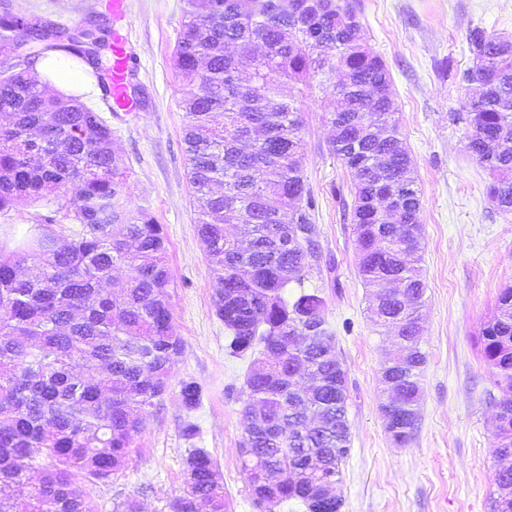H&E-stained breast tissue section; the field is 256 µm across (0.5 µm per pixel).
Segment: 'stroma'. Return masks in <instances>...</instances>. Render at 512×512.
Masks as SVG:
<instances>
[{
	"mask_svg": "<svg viewBox=\"0 0 512 512\" xmlns=\"http://www.w3.org/2000/svg\"><path fill=\"white\" fill-rule=\"evenodd\" d=\"M108 0H14L18 12L64 26L105 12ZM361 38L385 61L421 192L424 224L421 319L426 364L420 417L412 442L395 447L381 407L382 366L393 338L368 317L373 296L357 273L350 221V177L328 151L323 112L336 102L332 83H292L303 113L305 175L315 201L319 253L305 282L326 300V319L348 380L350 452L335 488L340 512H491L495 410L493 374L478 340L504 285L512 284V214L486 195L489 178L467 150L469 127L458 112L475 89L462 82L473 64L466 33L475 25L512 36V0H355ZM184 0H126L112 26L128 39L133 112H105L127 168V196L147 208L168 242L173 277L172 327L183 349L168 388L151 408L127 467L89 486L95 512L136 503L138 512H168L185 486L190 449L217 463L228 512H306L296 500L256 506L239 457L247 418L245 379L253 357L230 356L229 332L215 314L219 288L195 229L199 201L186 178L181 81L173 53ZM201 390L198 407L183 402V383ZM196 435L187 438V423Z\"/></svg>",
	"mask_w": 512,
	"mask_h": 512,
	"instance_id": "35a3bbf8",
	"label": "stroma"
}]
</instances>
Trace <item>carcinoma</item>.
<instances>
[{"label":"carcinoma","instance_id":"carcinoma-1","mask_svg":"<svg viewBox=\"0 0 512 512\" xmlns=\"http://www.w3.org/2000/svg\"><path fill=\"white\" fill-rule=\"evenodd\" d=\"M174 52L182 81L187 178L203 200L196 228L221 284L216 315L229 354L259 351L248 374L240 443L255 503L300 500L336 512L321 495L340 479L350 450L346 371L327 328L326 300L303 290L317 257L314 199L304 173L303 118L286 81L335 82L339 106L324 113L329 151L352 177L358 274L375 297L372 321L393 325L412 361L395 374L393 445L412 441L419 420L422 199L380 56L359 43L350 0H184ZM0 28V210L18 200L66 207L79 230L37 224L11 250L0 246V512H93L84 483L128 464L148 410L166 391L181 341L172 332L162 226L133 208L112 129L76 94L48 93L31 77L55 54L83 60L112 43L96 27L70 29L14 15ZM473 66L462 80L468 149L491 181L487 196L512 213V39L467 31ZM224 121H215L216 114ZM76 187L74 196L69 188ZM234 224L247 247L226 233ZM130 274L107 291L112 272ZM299 288L288 292L290 283ZM497 377V448H512V286L501 289L480 336ZM320 369L307 391L295 366ZM80 365L96 377L73 373ZM40 478L29 476L37 458ZM210 454L194 448L170 512H224ZM491 512H512V486L496 485Z\"/></svg>","mask_w":512,"mask_h":512}]
</instances>
